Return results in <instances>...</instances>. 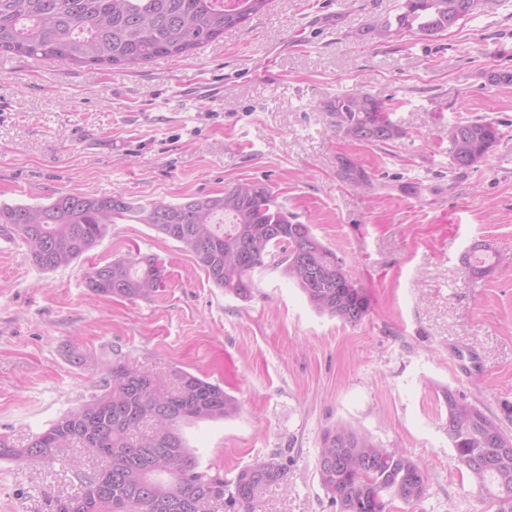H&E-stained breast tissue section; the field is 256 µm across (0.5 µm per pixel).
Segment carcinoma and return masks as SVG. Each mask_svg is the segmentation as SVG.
Here are the masks:
<instances>
[{"instance_id":"cac0c4a2","label":"carcinoma","mask_w":512,"mask_h":512,"mask_svg":"<svg viewBox=\"0 0 512 512\" xmlns=\"http://www.w3.org/2000/svg\"><path fill=\"white\" fill-rule=\"evenodd\" d=\"M461 0H400L394 18H376L366 34L379 42L405 32L435 36L454 26ZM269 0H0V52L61 63L125 65L188 54L264 12ZM344 138L385 144L402 136L385 105L365 92L323 102ZM461 154L449 145L451 164L475 166L498 141L490 122L455 123ZM237 183L217 196L179 203L140 200L131 208L123 194L61 193L43 205L0 203V236L20 239L33 264L44 271L70 265L102 240L113 224H146L173 240L224 292L252 297L253 255L281 270L318 312L356 325L369 312L366 294L355 287L342 259L309 224L278 202L271 188ZM166 268L151 255H127L85 275L94 297L149 299L165 287ZM102 393L57 418L27 442L37 463L75 446L107 465L86 477L80 491L57 500L55 512H211L220 500L232 512H259L260 489L283 481L287 467L276 457L255 460L234 479L198 470L178 432L184 421L231 416L236 401L219 384L187 371L171 380L118 362L106 369ZM443 398L451 414L449 433L458 464L495 504L512 512V433L476 405ZM321 486L340 512H388L389 498L406 504L422 499L426 475L411 458L386 448L350 425L325 433L318 457Z\"/></svg>"}]
</instances>
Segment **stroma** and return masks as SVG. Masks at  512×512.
<instances>
[{"label": "stroma", "mask_w": 512, "mask_h": 512, "mask_svg": "<svg viewBox=\"0 0 512 512\" xmlns=\"http://www.w3.org/2000/svg\"><path fill=\"white\" fill-rule=\"evenodd\" d=\"M400 0H271L191 56L138 67L0 57V202L122 193L172 202L241 181L270 187L343 260L370 301L349 325L318 314L280 271L252 274V299L225 294L191 256L144 224H115L54 271L0 238V435L18 446L99 393L108 364L165 376L184 370L234 396L232 417L183 423L200 469L233 478L277 453L284 483L264 512H339L316 469L324 433L347 423L417 462L424 497L390 512H487L455 460L443 390L512 430V0L432 37L370 39L371 17ZM304 35L277 80L263 47ZM221 88L179 99L177 86ZM366 92L402 135L341 137L322 101ZM493 123L494 147L458 169L448 127ZM353 171H346V164ZM491 246L488 274L467 269ZM164 263L148 300L95 298L84 279L131 251ZM81 354L83 364L71 361ZM79 481L62 462L0 459V512H54Z\"/></svg>", "instance_id": "35a3bbf8"}]
</instances>
